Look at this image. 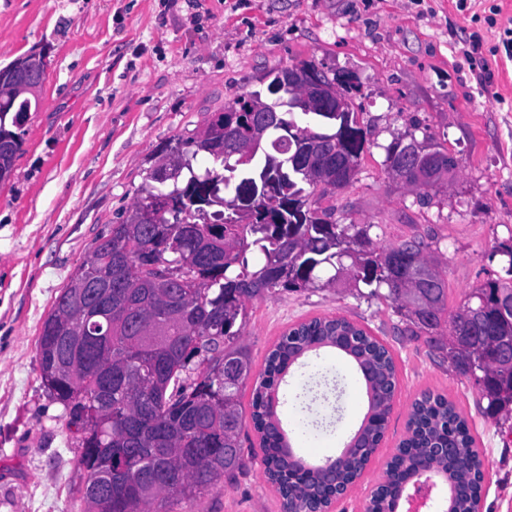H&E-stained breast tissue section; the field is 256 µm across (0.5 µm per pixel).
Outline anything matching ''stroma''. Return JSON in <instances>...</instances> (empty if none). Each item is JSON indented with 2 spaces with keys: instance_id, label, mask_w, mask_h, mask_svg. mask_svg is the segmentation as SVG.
Wrapping results in <instances>:
<instances>
[{
  "instance_id": "obj_1",
  "label": "stroma",
  "mask_w": 512,
  "mask_h": 512,
  "mask_svg": "<svg viewBox=\"0 0 512 512\" xmlns=\"http://www.w3.org/2000/svg\"><path fill=\"white\" fill-rule=\"evenodd\" d=\"M501 13L495 27L486 16ZM512 26V0H0V67L47 54L38 111L23 151L0 185V512H86L82 448L64 406L44 388L37 338L55 298L81 263L132 210L167 143L200 131L239 94L264 91L269 71L315 62L346 86L371 145L348 188L337 192L339 224L370 225L373 241L435 237L448 308L490 279L505 278L497 252L512 244V58L492 48ZM480 34L475 61L464 52ZM493 80L480 84L476 65ZM434 137L459 167L446 195L422 206L389 177L386 146L398 134ZM340 316L391 352L398 376L385 437L347 497L330 512H363L406 435L412 401L445 395L468 421L484 461L482 512H512V419L485 415L472 381L395 332L385 296L344 283L266 293L246 305L239 342L264 369L268 351L295 324ZM318 367L340 369L342 418L306 446L307 421L290 398ZM365 387L332 348L310 352L280 386L277 414L295 452L336 456L365 413ZM246 467L177 512H281L252 427Z\"/></svg>"
}]
</instances>
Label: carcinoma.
<instances>
[{"label": "carcinoma", "instance_id": "cac0c4a2", "mask_svg": "<svg viewBox=\"0 0 512 512\" xmlns=\"http://www.w3.org/2000/svg\"><path fill=\"white\" fill-rule=\"evenodd\" d=\"M289 69L312 85L326 74L311 61L271 72L266 91ZM336 104L318 105L301 97L266 113V130L257 123L261 93L239 95L212 113L205 127L176 147L160 150V166L172 169L164 184L149 180L130 214L112 225L55 299L37 341L40 377L50 395L73 410L104 408L103 431L80 438V464L87 472V512H175L184 500L216 488L245 465L241 434L244 416L239 392L250 377L246 348L237 345L238 318L246 303L276 288L301 291L336 285L348 270L355 287L388 290L403 326L397 333L424 344L473 381L493 415L512 414V369L496 366L500 347L512 346V313L496 307L498 289L488 280L448 314V283L419 234L381 246L371 225L337 224L321 207L327 196L352 184L370 144V130L359 125L345 93ZM31 92H0V159L9 178L22 152L21 127L38 111ZM422 163L437 174L430 183L403 165L412 144ZM209 159L204 173L192 160ZM454 156L430 141L398 135L386 147L388 175L411 189L448 188V162ZM258 248L262 263L249 267ZM89 276L112 280V316L86 312L74 303L73 284ZM483 307L478 331L466 315ZM328 332L331 347L373 366L388 391L396 390L397 370L389 349L363 328L343 318H315L284 333L268 353L255 382L251 421L267 449L265 472L283 494L305 483V512L324 508L322 465L288 462L287 439L267 423L276 386L292 365L296 343L311 345ZM239 371L235 384L219 386L213 352ZM195 366L193 380L183 373ZM362 425L372 443L383 437L390 410L367 399ZM448 448L436 471L448 489L476 485L482 460L468 424L442 394L426 391L415 400L414 417L400 443L397 465L406 485L388 489L380 512H396L406 486L421 482V462L435 448ZM223 462L210 461L212 449ZM345 456L339 475L360 477L368 455Z\"/></svg>", "mask_w": 512, "mask_h": 512}]
</instances>
